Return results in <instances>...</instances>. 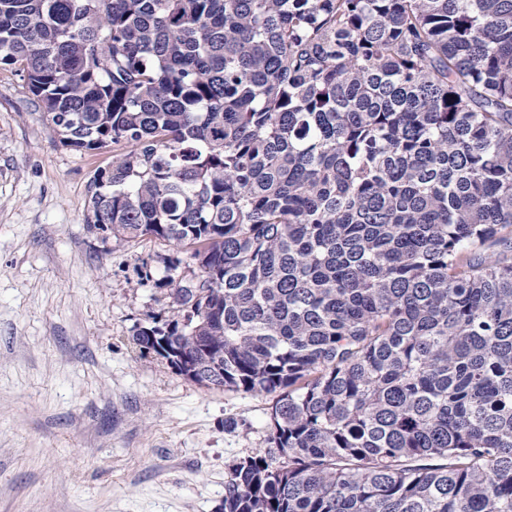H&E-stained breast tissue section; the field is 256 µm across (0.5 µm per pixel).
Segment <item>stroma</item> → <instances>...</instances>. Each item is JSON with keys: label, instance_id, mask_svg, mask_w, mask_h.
Segmentation results:
<instances>
[{"label": "stroma", "instance_id": "35a3bbf8", "mask_svg": "<svg viewBox=\"0 0 512 512\" xmlns=\"http://www.w3.org/2000/svg\"><path fill=\"white\" fill-rule=\"evenodd\" d=\"M111 161L63 146L0 69V512H218L226 463L269 447L273 396L197 385L134 343L168 315L173 249L89 229Z\"/></svg>", "mask_w": 512, "mask_h": 512}]
</instances>
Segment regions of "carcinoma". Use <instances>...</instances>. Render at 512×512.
Returning <instances> with one entry per match:
<instances>
[{
    "label": "carcinoma",
    "instance_id": "1",
    "mask_svg": "<svg viewBox=\"0 0 512 512\" xmlns=\"http://www.w3.org/2000/svg\"><path fill=\"white\" fill-rule=\"evenodd\" d=\"M2 66L189 254L140 351L277 394L220 512H512V0H0Z\"/></svg>",
    "mask_w": 512,
    "mask_h": 512
}]
</instances>
